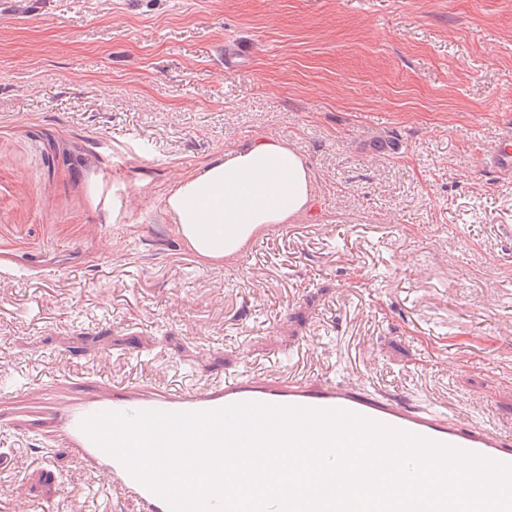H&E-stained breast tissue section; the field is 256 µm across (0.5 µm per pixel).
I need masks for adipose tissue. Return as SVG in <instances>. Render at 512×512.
<instances>
[{
	"label": "adipose tissue",
	"mask_w": 512,
	"mask_h": 512,
	"mask_svg": "<svg viewBox=\"0 0 512 512\" xmlns=\"http://www.w3.org/2000/svg\"><path fill=\"white\" fill-rule=\"evenodd\" d=\"M314 186L302 157L285 142L260 138L210 160L174 182L167 209L191 248L218 262L254 234L302 216Z\"/></svg>",
	"instance_id": "obj_1"
}]
</instances>
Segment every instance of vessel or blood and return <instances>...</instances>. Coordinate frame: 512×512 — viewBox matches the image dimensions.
Instances as JSON below:
<instances>
[{
    "mask_svg": "<svg viewBox=\"0 0 512 512\" xmlns=\"http://www.w3.org/2000/svg\"><path fill=\"white\" fill-rule=\"evenodd\" d=\"M499 173H512V133H506L491 156ZM24 397L45 401L42 386L26 383L0 392V403ZM255 401L310 409L346 410L374 422L480 454L512 465V438L490 421L462 418L460 412L436 404L416 410L394 398H374L361 391L359 378L343 385L322 383L296 375L237 374L209 384L177 385L157 380L107 384L91 381L76 393L50 402L46 423L81 465L96 472L124 499L138 503L140 512H169L166 501L145 486L117 459L99 448L82 430V421L95 413L211 411L231 403Z\"/></svg>",
    "mask_w": 512,
    "mask_h": 512,
    "instance_id": "1",
    "label": "vessel or blood"
}]
</instances>
